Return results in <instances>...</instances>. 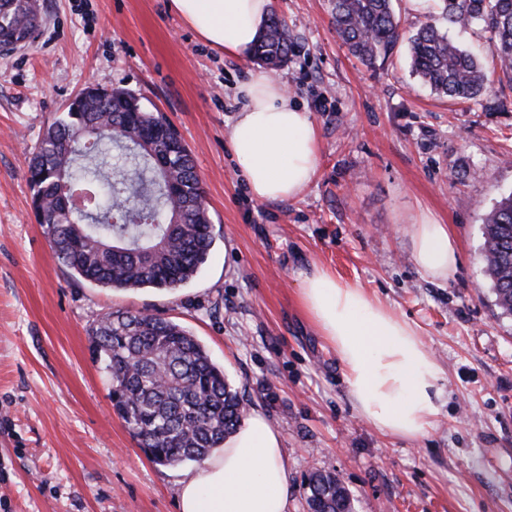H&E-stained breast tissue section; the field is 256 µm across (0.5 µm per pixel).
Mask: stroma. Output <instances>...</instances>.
Wrapping results in <instances>:
<instances>
[{
  "label": "stroma",
  "mask_w": 512,
  "mask_h": 512,
  "mask_svg": "<svg viewBox=\"0 0 512 512\" xmlns=\"http://www.w3.org/2000/svg\"><path fill=\"white\" fill-rule=\"evenodd\" d=\"M30 46L0 52V512H178L191 464L152 462L114 412L89 329L116 309L170 318L263 410L288 460V512L307 478L335 473L354 512H512V316L496 304L482 220L512 193V81L466 102L412 75L407 43L364 67L328 0H272L296 52L271 71L319 129L314 180L253 201L231 167L235 87L260 66L198 41L168 0H39ZM88 86L135 94L178 131L202 181L215 241L171 293L76 280L53 254L26 173L47 125ZM447 225L459 265L425 277L411 231ZM320 265L414 323L444 393L427 435L361 418L341 365L297 297Z\"/></svg>",
  "instance_id": "stroma-1"
}]
</instances>
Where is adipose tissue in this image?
<instances>
[{
	"label": "adipose tissue",
	"instance_id": "1",
	"mask_svg": "<svg viewBox=\"0 0 512 512\" xmlns=\"http://www.w3.org/2000/svg\"><path fill=\"white\" fill-rule=\"evenodd\" d=\"M272 0H170L171 9L214 51L244 57L252 51ZM239 109L226 132L231 160L250 197L279 202L297 197L318 170L319 131L310 112L284 85L261 73L240 83ZM419 271L448 280L458 250L447 225L413 227ZM301 308L336 353L349 396L382 433L423 437L440 412V368L417 328L362 288L322 266L301 274ZM179 512H288V460L277 428L251 410L236 433L182 480Z\"/></svg>",
	"mask_w": 512,
	"mask_h": 512
}]
</instances>
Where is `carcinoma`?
I'll return each instance as SVG.
<instances>
[{"label":"carcinoma","mask_w":512,"mask_h":512,"mask_svg":"<svg viewBox=\"0 0 512 512\" xmlns=\"http://www.w3.org/2000/svg\"><path fill=\"white\" fill-rule=\"evenodd\" d=\"M408 32L393 0H330L336 33L367 68L399 40L413 72L442 97L474 100L492 90L491 71L512 79V0H436ZM38 0H0V51L34 40ZM479 23L495 42L492 69L448 38ZM294 39L272 12L254 48L267 66L287 64ZM32 209L57 259L78 278L118 290L173 292L190 281L214 243L205 190L187 145L137 97L78 96L31 153ZM484 251L497 305L512 314V194L485 215ZM110 382L112 406L152 461L205 460L235 432L246 411L199 340L173 320L115 310L89 330ZM308 512H353L335 475L308 478Z\"/></svg>","instance_id":"obj_1"}]
</instances>
